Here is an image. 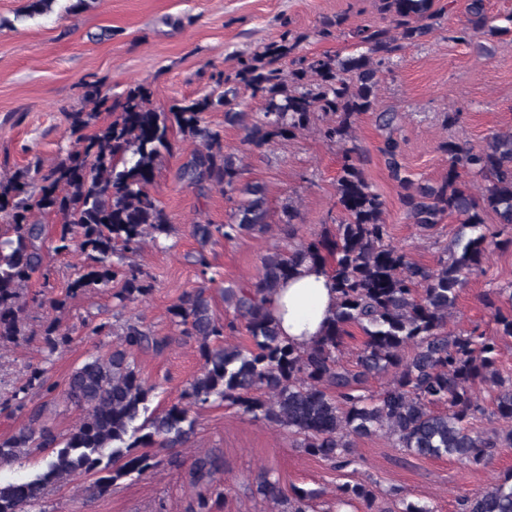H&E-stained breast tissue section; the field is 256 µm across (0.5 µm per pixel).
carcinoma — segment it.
Wrapping results in <instances>:
<instances>
[{"label": "carcinoma", "instance_id": "1", "mask_svg": "<svg viewBox=\"0 0 512 512\" xmlns=\"http://www.w3.org/2000/svg\"><path fill=\"white\" fill-rule=\"evenodd\" d=\"M56 0H29L26 16L53 11ZM435 0H379L385 21L358 30L355 51L345 58L325 54L297 56L304 36L280 40L240 63L234 77L218 74L217 83L233 84L224 93L177 101L168 111L151 107L145 85L129 89L112 101L101 86L90 83L85 96L109 112L112 122L85 133L95 112L67 114L68 131L80 149L46 167L36 158L23 170L0 178V213L8 231L0 235V344L25 335L26 286L43 269L49 251L61 253L76 246L86 255L87 272L74 280L66 296L88 288H122L113 293L125 308L154 290L149 274L129 256L146 239L156 243L171 234L169 215L149 193L157 162L172 150L169 130L201 142L178 171V180L201 196L219 189L237 195L233 218L225 224L198 221L191 235L199 249L193 265L207 274L206 246L216 237L234 242L247 234L268 230L266 189L243 181L242 158L224 149L221 131L205 124L204 114L224 107V124L241 131L244 146L261 148L308 129L319 115L333 119L320 129L322 138L341 149L336 179L341 218L335 231L311 239L297 238L292 205L283 208L280 223L288 226L292 243L261 260L256 282L224 288V304L232 310L227 322L215 319L211 298L203 288L184 292L170 309L176 336H157L139 317L129 318L118 342L87 357L70 374L66 388L46 367L30 370L26 380L0 400V407L26 413L27 422L0 439V467L10 465L37 448L51 449L46 468L25 479L0 481V512H40L48 487L84 475L92 478L91 495L101 496L119 480L142 476L162 460L152 451L182 448L194 434V408L227 403L255 420H262L299 438L307 454L337 467L348 463L355 440L384 435L397 448L424 458L448 457L475 468L493 462L497 449L512 446V378L497 367L502 342L512 338V283L493 291L487 301L495 323L493 332L448 330L462 288L482 271L486 245L500 231L485 222L492 213L502 227L512 228V131L495 132L474 149L445 141L448 174L439 182L418 183L403 171L402 141L394 135L395 112L376 111V87L393 58L405 46L433 32ZM344 17L324 20L316 35L327 40L341 29ZM490 25L485 0H471L467 24L457 40ZM295 56V68L284 71L281 61ZM265 101L264 111L237 108V86ZM367 112L385 136L378 148L392 178L402 190L407 219L423 235L445 215L459 220L458 233L445 247L437 265L412 260L392 241L384 219L385 200L372 189L360 167L362 148L354 124ZM483 180L474 193L463 175ZM37 192H31V189ZM60 218L55 246H46V226L35 214ZM305 264L328 269L336 289V310L322 339L299 348L281 336L268 311L280 285ZM244 327L250 345L224 338ZM358 329L363 340L355 365L343 362L348 341ZM47 356L72 342L70 330L54 319L44 329ZM199 343L200 373L178 402L147 415L154 387L141 378L135 355L162 353L175 341ZM391 375L377 393L366 390L369 380ZM490 387V405L478 390ZM64 401L81 412L76 426L57 437L42 423L44 405L34 397ZM488 419L500 424L487 432L469 422ZM224 468L211 452L194 456L188 470L196 497L188 512H215L224 498ZM255 493L273 504L275 512H311L312 493L295 487L284 495L279 479L268 471L255 478ZM394 512H430L390 492ZM361 502L375 512L376 495L364 483L345 485L336 496V512ZM459 512H512V470L488 489L458 498Z\"/></svg>", "mask_w": 512, "mask_h": 512}]
</instances>
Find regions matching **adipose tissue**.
<instances>
[{
	"label": "adipose tissue",
	"instance_id": "ef3b65f1",
	"mask_svg": "<svg viewBox=\"0 0 512 512\" xmlns=\"http://www.w3.org/2000/svg\"><path fill=\"white\" fill-rule=\"evenodd\" d=\"M336 308V291L326 271L302 267L268 304L283 336L300 346L318 340Z\"/></svg>",
	"mask_w": 512,
	"mask_h": 512
}]
</instances>
